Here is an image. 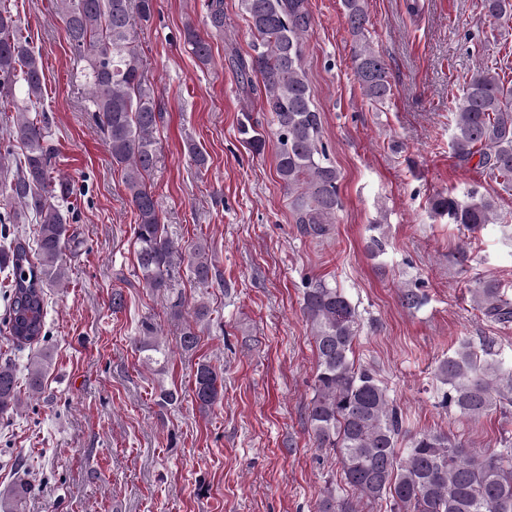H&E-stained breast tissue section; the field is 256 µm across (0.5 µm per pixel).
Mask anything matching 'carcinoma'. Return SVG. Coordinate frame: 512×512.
<instances>
[{
    "mask_svg": "<svg viewBox=\"0 0 512 512\" xmlns=\"http://www.w3.org/2000/svg\"><path fill=\"white\" fill-rule=\"evenodd\" d=\"M72 54L84 62L89 90L86 111L105 137L112 164L121 168L122 182L136 215L134 248L139 279L163 293L174 286L188 264L202 288L212 280L205 244L182 253L165 230L159 202L147 179L158 160L156 132L162 113L157 109L141 71L134 18L147 21L155 0H55ZM353 38L352 68L363 96L384 105L393 95L384 59L364 41L368 23L366 0H342ZM497 18H512V0H482ZM240 8L255 38L254 54L235 57L237 74L256 93L261 109L271 116L276 139L275 170L290 198L300 232L321 238L336 222L342 207L340 174L322 142L321 114L315 108L303 69L304 40L311 29L308 0H240ZM202 33L188 24L184 41L197 61L211 62L210 35L224 32V0H208ZM260 77L256 85L252 76ZM44 73L40 54L23 35L11 0H0V103L15 105L10 116L0 114V224H35L34 242L13 238L0 248V271L9 280L3 318L10 339L32 348L47 339V289L63 286V251L70 245V220L77 189L55 170L49 118L43 109ZM451 157L459 166L477 160L492 178L512 183V86L490 70L477 67L453 108ZM240 134L259 154L266 147L265 131L257 122H243ZM21 154H16V148ZM430 209L448 217L469 233L492 223L495 202L472 188L463 195H437ZM481 314L498 324L512 323V298L493 281L475 291ZM169 314L183 321L178 347L188 353L200 343L198 323L209 314L206 302L192 312L181 298L169 302ZM303 313L310 323L317 355L313 397L307 421L319 448L333 451L342 478L356 498L336 494L329 486L317 512H362L363 506L391 501L392 512H512V448L478 452L443 431L408 437L398 407L376 374L358 367L352 358L359 331L357 312L344 293L317 279L303 291ZM158 325L144 320L136 341L143 363L161 368L171 359L159 340ZM51 365L45 350L28 363V393L40 392ZM437 379L448 387L441 404L468 418L493 407L512 404V370L494 362L481 363L463 343L438 366ZM193 397L207 411L223 398V379L202 361L194 374ZM15 366L0 365V416L21 405ZM31 489L14 486L0 493L3 512H22Z\"/></svg>",
    "mask_w": 512,
    "mask_h": 512,
    "instance_id": "1",
    "label": "carcinoma"
}]
</instances>
